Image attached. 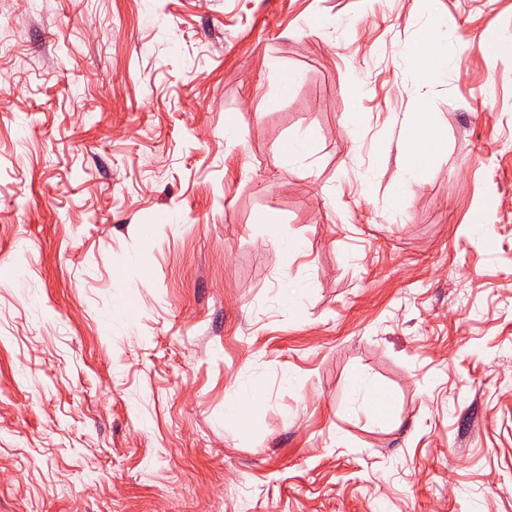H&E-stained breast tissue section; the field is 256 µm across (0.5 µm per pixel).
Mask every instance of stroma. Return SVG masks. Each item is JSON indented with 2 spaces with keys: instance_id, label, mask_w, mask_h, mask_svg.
<instances>
[{
  "instance_id": "1",
  "label": "stroma",
  "mask_w": 512,
  "mask_h": 512,
  "mask_svg": "<svg viewBox=\"0 0 512 512\" xmlns=\"http://www.w3.org/2000/svg\"><path fill=\"white\" fill-rule=\"evenodd\" d=\"M506 31L512 0H0V512H512ZM422 109L448 149L393 220ZM413 65L424 77H431L448 69L450 53L443 43L440 25L429 20L410 50ZM315 139L311 130L298 133L293 139L285 142L278 151V160L281 164H291L293 161L304 157L309 146ZM355 394L362 398L364 407L378 423H385L391 418L390 405L384 403V394L374 389L365 377H358L354 382Z\"/></svg>"
}]
</instances>
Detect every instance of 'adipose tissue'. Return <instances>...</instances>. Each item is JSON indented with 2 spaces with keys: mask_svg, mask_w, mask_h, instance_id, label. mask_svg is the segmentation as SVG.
Masks as SVG:
<instances>
[{
  "mask_svg": "<svg viewBox=\"0 0 512 512\" xmlns=\"http://www.w3.org/2000/svg\"><path fill=\"white\" fill-rule=\"evenodd\" d=\"M410 57L422 76L430 77L447 70L450 53L442 40L437 21L431 20L424 25L410 50ZM405 137L407 159L404 174L390 198V209L395 214L402 208L407 183L426 180L431 172L434 156L447 149L446 139L424 113L415 114L408 120Z\"/></svg>",
  "mask_w": 512,
  "mask_h": 512,
  "instance_id": "1",
  "label": "adipose tissue"
}]
</instances>
